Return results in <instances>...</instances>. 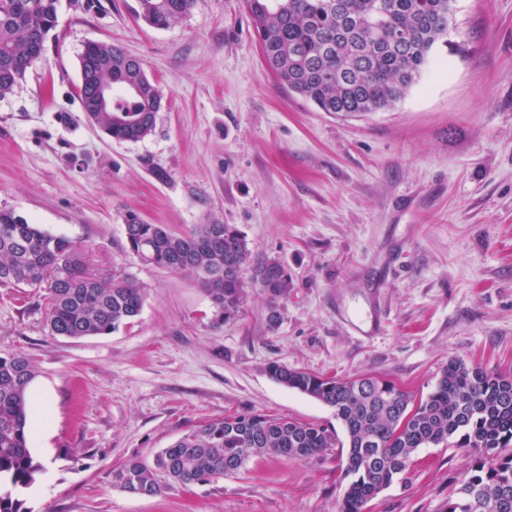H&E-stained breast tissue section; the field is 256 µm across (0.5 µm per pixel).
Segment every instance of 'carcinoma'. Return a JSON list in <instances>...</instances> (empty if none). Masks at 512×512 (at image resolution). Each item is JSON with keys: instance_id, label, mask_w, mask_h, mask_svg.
I'll list each match as a JSON object with an SVG mask.
<instances>
[{"instance_id": "cac0c4a2", "label": "carcinoma", "mask_w": 512, "mask_h": 512, "mask_svg": "<svg viewBox=\"0 0 512 512\" xmlns=\"http://www.w3.org/2000/svg\"><path fill=\"white\" fill-rule=\"evenodd\" d=\"M195 0H140L141 17L165 28ZM267 68L288 90L321 111L355 116L393 107L417 81L434 45L448 32V0H243ZM57 0H0V97L11 93L42 54L55 26ZM95 65L97 80L137 94L116 98L96 124L117 141H137L152 131L162 92L138 60L112 42H89L80 62ZM131 254L141 262L197 279L221 319L242 307V268L252 281L265 275L270 315L289 278L276 261L251 262L248 243L230 224H195L176 233L131 215L125 224ZM0 286L47 290L46 328L52 336L80 339L109 334L142 311L145 291L132 277L101 274L83 251L9 209H0ZM277 383L334 410L346 441L327 425L264 414L206 420L158 452L153 463L131 460L112 469L122 491L142 486L160 494L171 483L189 486L239 472L254 457L298 460L347 449L348 479L340 512L366 504L403 479L419 448L442 445L478 454L473 473L448 497L446 512H512V376L451 359L434 390L416 399L383 379L339 380L271 361ZM34 366L20 353L0 355V512H22L18 495L44 466L29 448ZM509 493L508 508L476 504Z\"/></svg>"}]
</instances>
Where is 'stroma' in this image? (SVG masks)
<instances>
[{
  "mask_svg": "<svg viewBox=\"0 0 512 512\" xmlns=\"http://www.w3.org/2000/svg\"><path fill=\"white\" fill-rule=\"evenodd\" d=\"M97 41L137 58L162 91L144 139L114 140L83 112L80 55ZM0 207L145 290L131 323L66 339L46 329L45 291L0 288V354L35 365L32 423L46 427L25 512H339V448L255 458L153 497L114 488L112 470L152 462L212 418L335 423L266 374L273 360L417 397L452 358L512 374V0H455L405 97L353 117L277 81L242 0H196L165 28L141 18L139 0H58L41 58L0 98ZM131 213L176 232L234 225L253 258L288 273L277 326L251 267L241 313L223 321L192 276L132 257ZM374 288L389 327L363 342L339 310H367ZM475 461L465 448L418 449L406 481L365 512H444Z\"/></svg>",
  "mask_w": 512,
  "mask_h": 512,
  "instance_id": "1",
  "label": "stroma"
}]
</instances>
